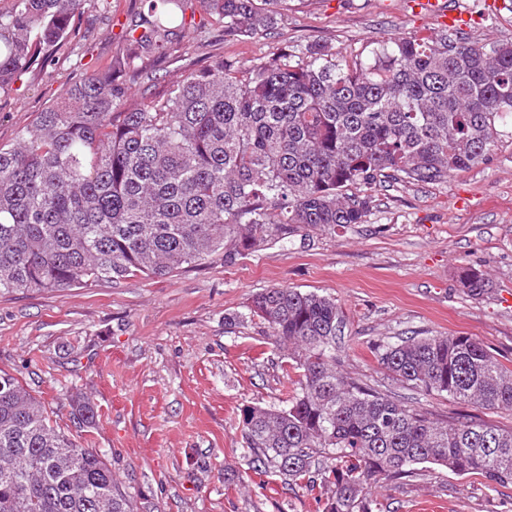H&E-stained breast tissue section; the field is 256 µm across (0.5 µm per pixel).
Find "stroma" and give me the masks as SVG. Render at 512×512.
<instances>
[{
    "instance_id": "35a3bbf8",
    "label": "stroma",
    "mask_w": 512,
    "mask_h": 512,
    "mask_svg": "<svg viewBox=\"0 0 512 512\" xmlns=\"http://www.w3.org/2000/svg\"><path fill=\"white\" fill-rule=\"evenodd\" d=\"M412 0H288L274 30L226 35L203 8L180 39L182 59L154 64L158 85L186 65L273 55L300 42H328L338 56L370 61L388 41L434 26ZM458 36L512 42V0H446ZM143 0H112V17L85 9L73 19L78 42L57 49L53 72H30L0 91V144L16 141L66 83L115 57L120 22ZM487 163L436 183L374 188L365 223L333 230L298 227L237 259L173 275L28 293H0V370L57 414V424L105 455L112 478L139 512H322L316 493L248 465L241 409L280 408L298 389L267 324L250 318L253 296L273 287L336 300L346 316L337 351L354 381L452 422L464 415L512 428V412L426 394L393 380L380 344L409 336H471L512 368V123ZM486 270L490 295L463 293L457 271ZM241 315L228 326L225 315ZM88 400L95 426L75 424L72 404ZM379 512H512V486L419 469L407 482L372 487Z\"/></svg>"
}]
</instances>
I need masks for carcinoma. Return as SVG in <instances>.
<instances>
[{
	"mask_svg": "<svg viewBox=\"0 0 512 512\" xmlns=\"http://www.w3.org/2000/svg\"><path fill=\"white\" fill-rule=\"evenodd\" d=\"M87 0H10L0 10V90L55 66ZM121 27L125 54L65 85L11 146L0 145V292H37L226 266L293 225L363 224L388 180L443 181L488 162L512 120V43L398 38L370 63L341 64L327 42L267 59L188 69L149 103L119 108V79L149 78L180 45L183 0H144ZM224 33L251 37L287 0H201ZM466 294L487 273L459 271ZM302 371L282 408L240 410L248 463L324 490L322 512H373L372 485L431 464L512 485V428L428 413L349 380L336 363L345 315L294 288L256 294ZM396 381L512 411V369L471 336L408 337L378 348ZM74 417L92 427L94 408ZM335 463L320 466L319 457ZM0 512H135L106 458L61 431L52 411L0 371Z\"/></svg>",
	"mask_w": 512,
	"mask_h": 512,
	"instance_id": "1",
	"label": "carcinoma"
}]
</instances>
